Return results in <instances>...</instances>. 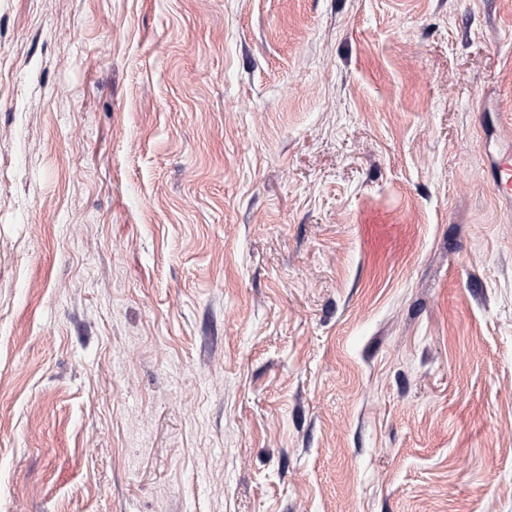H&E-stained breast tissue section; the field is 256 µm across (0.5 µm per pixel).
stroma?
I'll use <instances>...</instances> for the list:
<instances>
[{"instance_id":"1","label":"stroma","mask_w":512,"mask_h":512,"mask_svg":"<svg viewBox=\"0 0 512 512\" xmlns=\"http://www.w3.org/2000/svg\"><path fill=\"white\" fill-rule=\"evenodd\" d=\"M512 0H0V512H512Z\"/></svg>"}]
</instances>
